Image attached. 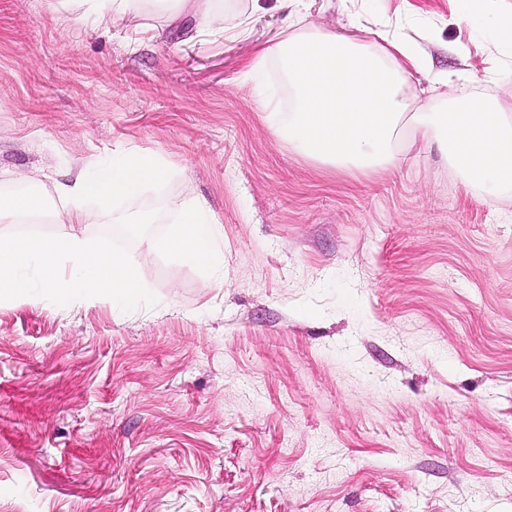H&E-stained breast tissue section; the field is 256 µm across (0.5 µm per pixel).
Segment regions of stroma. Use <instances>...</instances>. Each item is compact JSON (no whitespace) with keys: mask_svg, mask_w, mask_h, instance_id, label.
<instances>
[{"mask_svg":"<svg viewBox=\"0 0 512 512\" xmlns=\"http://www.w3.org/2000/svg\"><path fill=\"white\" fill-rule=\"evenodd\" d=\"M512 115V0H302L350 33L353 10ZM237 37L184 31L151 0L101 22L72 0H0V181L48 215L55 179L122 145L164 181L84 226L133 254L126 306L49 294L0 304V512H512V187L487 195L433 149L393 167L311 161L263 120L246 77L285 35L280 0H227ZM223 233L211 270L160 255L185 199ZM160 204L137 240L114 221Z\"/></svg>","mask_w":512,"mask_h":512,"instance_id":"35a3bbf8","label":"stroma"}]
</instances>
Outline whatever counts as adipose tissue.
<instances>
[{"mask_svg":"<svg viewBox=\"0 0 512 512\" xmlns=\"http://www.w3.org/2000/svg\"><path fill=\"white\" fill-rule=\"evenodd\" d=\"M271 60L288 80L292 103L284 112L268 98L261 110L270 127L308 157L360 167L392 165L401 158L409 129L423 144H437L461 177L486 193L512 184V117L482 99L444 113L434 111L430 100L409 96L410 78L426 74L427 67L408 42L382 32L366 40L296 19L288 35L259 48L244 71L252 73ZM166 175L160 156L119 147L111 160L80 167L70 182L54 184L69 227L50 238L0 236V302L32 300L43 289L63 302L103 293L115 306L125 305L144 288L133 256L98 246L76 227L91 219L86 201L105 209L136 197ZM220 236L206 202L191 199L153 247L184 262L216 268L224 264ZM30 265L37 270V281L22 274Z\"/></svg>","mask_w":512,"mask_h":512,"instance_id":"1","label":"adipose tissue"}]
</instances>
